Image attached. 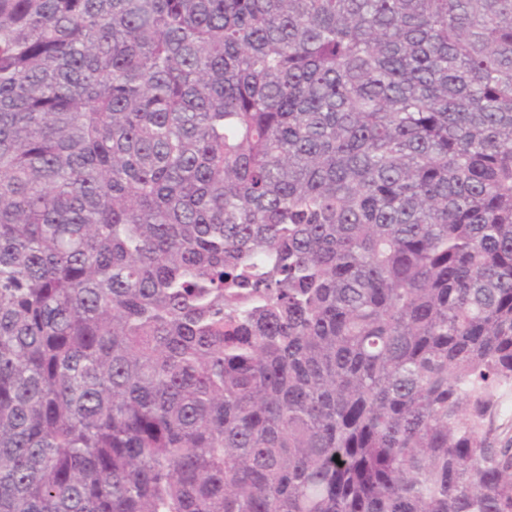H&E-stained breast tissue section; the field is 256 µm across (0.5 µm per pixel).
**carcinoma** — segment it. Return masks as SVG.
I'll return each mask as SVG.
<instances>
[{
    "instance_id": "1",
    "label": "carcinoma",
    "mask_w": 512,
    "mask_h": 512,
    "mask_svg": "<svg viewBox=\"0 0 512 512\" xmlns=\"http://www.w3.org/2000/svg\"><path fill=\"white\" fill-rule=\"evenodd\" d=\"M512 0H0V512H512Z\"/></svg>"
}]
</instances>
